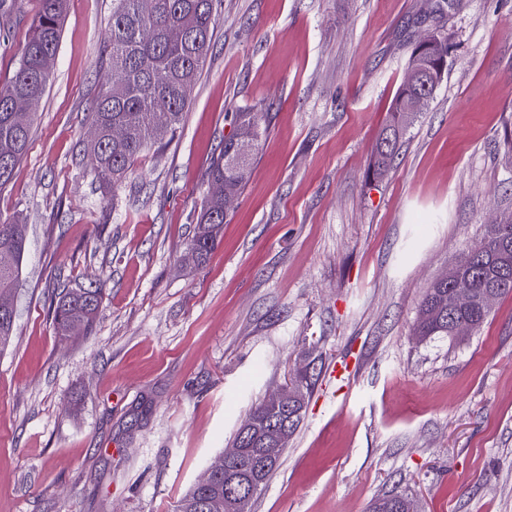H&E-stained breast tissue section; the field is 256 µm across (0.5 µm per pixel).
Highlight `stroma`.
Instances as JSON below:
<instances>
[{"mask_svg":"<svg viewBox=\"0 0 512 512\" xmlns=\"http://www.w3.org/2000/svg\"><path fill=\"white\" fill-rule=\"evenodd\" d=\"M37 0L0 5V84ZM214 48L173 137L125 182L84 152L112 0H67L0 219L29 245L0 351V512H176L253 404L321 359L251 512H512V295L475 334L414 335L426 288L512 218V0H218ZM444 76L367 176L416 38ZM239 112L265 114L209 261L187 244ZM105 281L90 334L48 301Z\"/></svg>","mask_w":512,"mask_h":512,"instance_id":"stroma-1","label":"stroma"}]
</instances>
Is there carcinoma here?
Segmentation results:
<instances>
[{"label":"carcinoma","instance_id":"1","mask_svg":"<svg viewBox=\"0 0 512 512\" xmlns=\"http://www.w3.org/2000/svg\"><path fill=\"white\" fill-rule=\"evenodd\" d=\"M215 0H155L154 10L145 13L139 0H112V24L108 36L110 64L116 79L103 84L91 112L87 151L94 160L95 177L106 185L122 182L133 162L149 147L162 142L178 128L190 103L197 78L211 53ZM66 10V0H39V12L7 84L0 86V190L14 179L17 167L31 141L32 100L40 99L52 76ZM448 44L440 37L422 51L414 47L409 63L421 62L426 69L447 59ZM417 89L402 82L391 110V118L373 149L370 175L379 178L391 167L397 145L417 113L409 110ZM256 112L236 113V131L224 139L219 155L211 162L207 180L224 183V192L236 195L244 186L264 129ZM224 198L208 194L200 220L189 245L199 249L198 263L207 261L216 248L226 222ZM512 246V223L493 226L458 260L459 271L471 275L476 287L512 268V251L500 250L503 242ZM13 254L10 265H0V291H12L27 253L25 225L0 220V251ZM74 297L61 290L50 302L55 331L69 334L79 323L88 331L103 302V282L82 287ZM441 289L430 285L422 299L415 324L425 338L446 336L454 340L451 326L457 321L479 331L488 318L476 308L448 309L436 304ZM14 306L0 305V351L10 342L14 328ZM224 500V481L207 491L191 488L178 502L177 512H215L208 502Z\"/></svg>","mask_w":512,"mask_h":512}]
</instances>
